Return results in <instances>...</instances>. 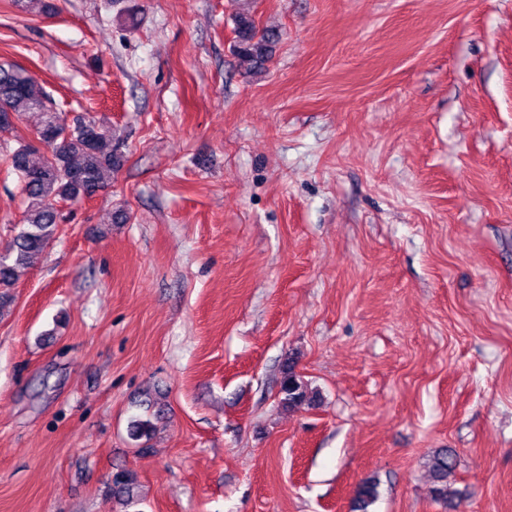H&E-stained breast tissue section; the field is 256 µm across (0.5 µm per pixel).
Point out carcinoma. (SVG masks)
<instances>
[{
    "label": "carcinoma",
    "instance_id": "carcinoma-1",
    "mask_svg": "<svg viewBox=\"0 0 512 512\" xmlns=\"http://www.w3.org/2000/svg\"><path fill=\"white\" fill-rule=\"evenodd\" d=\"M233 52L243 62L259 67L267 62L280 34L273 29H260L249 14L235 18ZM50 98L43 85L26 68L10 62L0 63V115H18L36 112L39 121L34 127L46 152L15 136L18 147L7 154L8 170L18 176L29 200L20 221L21 230L14 236L5 252L0 253V311L14 300L12 289L30 257L43 252L55 238L59 225V212L55 204L77 201L90 189L108 187L110 174L122 160L120 142L113 138L106 123L93 118H77L73 123L48 105ZM282 404L299 409L316 397L307 383L294 370V362L284 365L281 380ZM154 429L151 420L131 422L130 434L136 440L148 439ZM456 467V454L451 448L436 452L429 459L433 486L432 497L457 509V491L448 483ZM137 475L130 470L114 474L106 496L123 507L138 504ZM377 485L371 480L361 483L357 491L361 512L374 501Z\"/></svg>",
    "mask_w": 512,
    "mask_h": 512
}]
</instances>
